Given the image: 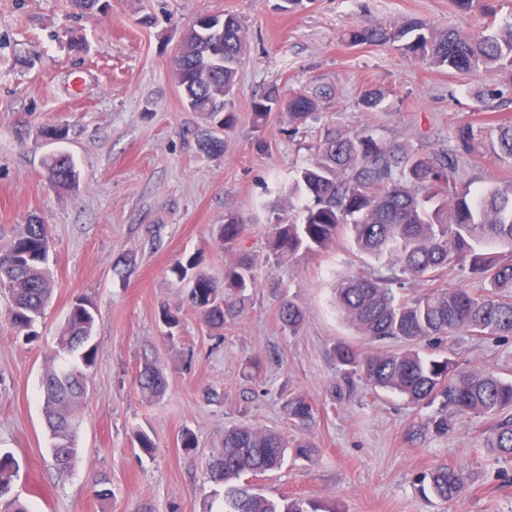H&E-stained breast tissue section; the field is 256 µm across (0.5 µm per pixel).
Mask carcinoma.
Here are the masks:
<instances>
[{
  "label": "carcinoma",
  "mask_w": 512,
  "mask_h": 512,
  "mask_svg": "<svg viewBox=\"0 0 512 512\" xmlns=\"http://www.w3.org/2000/svg\"><path fill=\"white\" fill-rule=\"evenodd\" d=\"M497 0H455L466 12L484 18L497 15ZM220 47L208 28L187 30L174 69L191 72L179 83L184 101L193 112L224 115L230 128L235 115L227 111L235 78L244 60L246 33L237 20L224 16ZM350 45L398 43L405 56L458 74L489 69L512 72V21L488 35L465 34L450 28L436 32L414 20L391 28H353L344 34ZM331 90L316 87L295 92L288 99L271 86L253 103V118L262 127L273 112H284L289 132L299 133L315 117ZM494 151L502 161H512V120L495 123ZM485 126L465 123L456 127L453 145L419 151L401 145L387 146L366 128L347 132L324 128L315 159L302 168L289 194L303 196L298 222L276 218L266 239L267 260L276 264L329 248L339 230L348 232L356 251L378 263L336 281L334 299L339 313L360 335L373 342L400 339L402 352L362 351L346 343L333 353L341 380L332 393L343 398L354 379L395 392L412 405L438 404L432 428L445 436L453 422L467 416H497L487 448L512 459V382L478 368L462 369L449 357H434L417 349L434 345L452 332L500 338L512 336V181L478 190L462 177L463 166L483 138ZM201 153L222 151L223 140L208 133L197 136ZM43 167L56 174V186L68 189L79 173L64 153L47 156ZM249 225L239 214H228L217 236L224 246V279L199 269V257L190 255L171 272L178 281L189 280L187 298L212 331L224 330L227 317L237 313L236 302L255 287L250 260L235 257ZM49 235L37 221L0 244V289L8 293L9 322L29 340L43 316L52 292L48 271ZM458 266L482 283L478 290L443 288L436 284L448 267ZM429 284V290L400 299L396 290L411 281ZM284 328L296 333L304 312L288 300L280 306ZM96 308L77 297L57 336V350L42 375L45 418L52 436L51 453L60 469L78 456L75 435L77 412L88 390L87 370L92 366ZM137 384L144 396L164 392L161 372L150 364L139 370ZM283 409L301 428L314 420L306 396L286 397ZM313 445L292 442L269 429L236 426L224 430L222 448L206 463L211 482L223 487L222 512H318L300 497L276 501L256 491L247 475L279 469L288 453L307 458ZM21 471L19 460L0 451V512H28L13 493ZM470 473L463 467L439 466L430 474L436 496L454 500L465 494Z\"/></svg>",
  "instance_id": "1"
}]
</instances>
